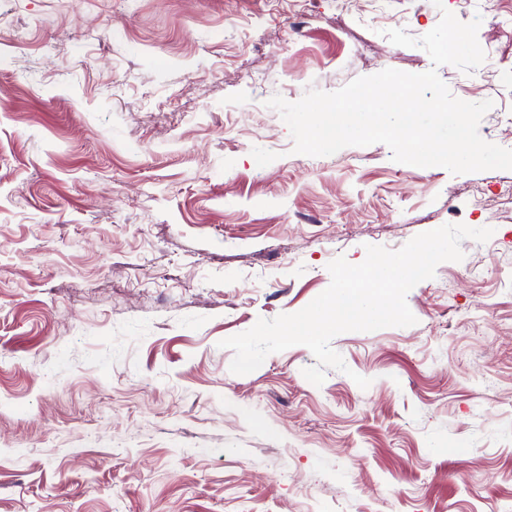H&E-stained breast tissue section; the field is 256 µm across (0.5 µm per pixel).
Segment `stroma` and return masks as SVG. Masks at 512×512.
I'll use <instances>...</instances> for the list:
<instances>
[{"instance_id": "35a3bbf8", "label": "stroma", "mask_w": 512, "mask_h": 512, "mask_svg": "<svg viewBox=\"0 0 512 512\" xmlns=\"http://www.w3.org/2000/svg\"><path fill=\"white\" fill-rule=\"evenodd\" d=\"M445 9L480 73L384 35ZM386 68L512 145V0H0V512H512V170L296 154L266 105ZM445 224L494 234L415 325L335 336L319 386L303 345L231 372L334 259Z\"/></svg>"}]
</instances>
